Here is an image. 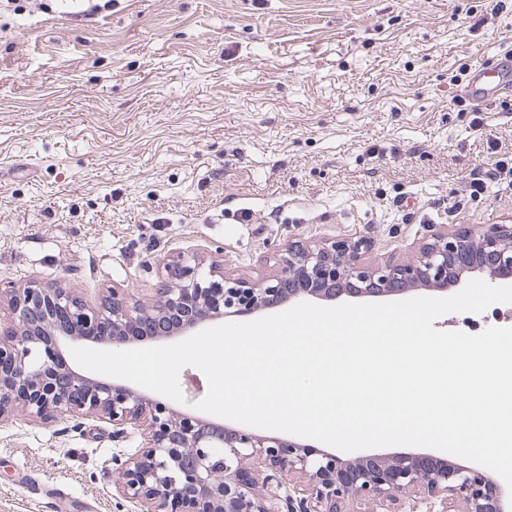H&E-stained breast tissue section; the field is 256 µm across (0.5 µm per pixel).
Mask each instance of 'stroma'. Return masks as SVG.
Instances as JSON below:
<instances>
[{
    "label": "stroma",
    "instance_id": "stroma-1",
    "mask_svg": "<svg viewBox=\"0 0 512 512\" xmlns=\"http://www.w3.org/2000/svg\"><path fill=\"white\" fill-rule=\"evenodd\" d=\"M512 52V0H13L0 5V289L155 298L197 254L263 281L291 244L417 260L512 224V111H459ZM495 172L482 188L477 171ZM512 327V303L439 317ZM98 418L0 426V512H140Z\"/></svg>",
    "mask_w": 512,
    "mask_h": 512
}]
</instances>
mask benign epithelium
<instances>
[{"label":"benign epithelium","instance_id":"1","mask_svg":"<svg viewBox=\"0 0 512 512\" xmlns=\"http://www.w3.org/2000/svg\"><path fill=\"white\" fill-rule=\"evenodd\" d=\"M366 247L361 240L290 245L279 254L278 272L262 282L227 278L215 262L205 268L193 256L182 258L165 264L168 282L148 307L119 288L97 307L61 285L9 288L10 318L0 322V426L21 413L41 424L105 418L115 439L141 432L144 446L114 457L113 465L119 495L142 512H338L346 498L356 512H372L412 489L414 509L426 504L428 512H452L462 499L470 512H512L509 489L479 468L441 466L416 453L344 459L183 413L161 394L82 374L65 357L68 346L82 341L113 349L163 341L286 303L446 291L466 272L512 283L511 224L438 231L419 260L374 270L360 263Z\"/></svg>","mask_w":512,"mask_h":512}]
</instances>
